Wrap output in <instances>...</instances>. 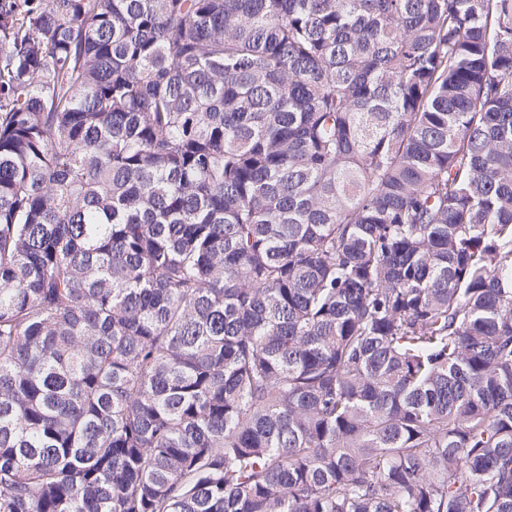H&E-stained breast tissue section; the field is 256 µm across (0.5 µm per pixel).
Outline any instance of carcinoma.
Wrapping results in <instances>:
<instances>
[{
	"mask_svg": "<svg viewBox=\"0 0 512 512\" xmlns=\"http://www.w3.org/2000/svg\"><path fill=\"white\" fill-rule=\"evenodd\" d=\"M0 512H512V0H0Z\"/></svg>",
	"mask_w": 512,
	"mask_h": 512,
	"instance_id": "cac0c4a2",
	"label": "carcinoma"
}]
</instances>
